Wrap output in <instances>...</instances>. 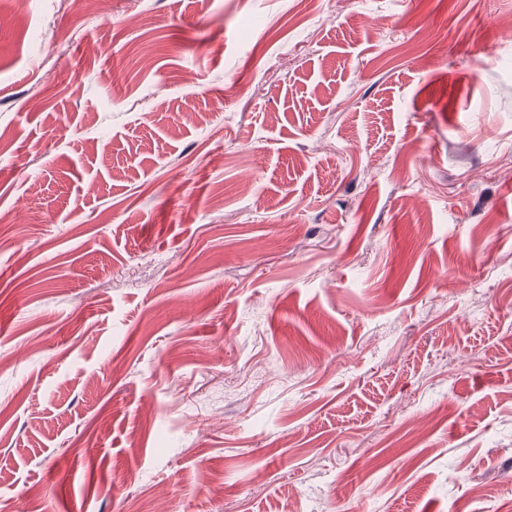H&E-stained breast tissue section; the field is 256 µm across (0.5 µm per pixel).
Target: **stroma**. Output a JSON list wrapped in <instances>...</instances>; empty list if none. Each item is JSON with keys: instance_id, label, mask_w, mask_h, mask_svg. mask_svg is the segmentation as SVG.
<instances>
[{"instance_id": "stroma-1", "label": "stroma", "mask_w": 512, "mask_h": 512, "mask_svg": "<svg viewBox=\"0 0 512 512\" xmlns=\"http://www.w3.org/2000/svg\"><path fill=\"white\" fill-rule=\"evenodd\" d=\"M307 2L0 0V512L512 507V0Z\"/></svg>"}]
</instances>
